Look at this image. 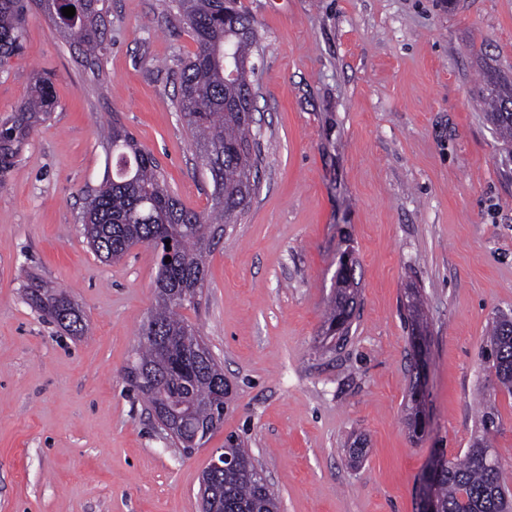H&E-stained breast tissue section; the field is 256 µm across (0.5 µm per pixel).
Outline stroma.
I'll list each match as a JSON object with an SVG mask.
<instances>
[{
    "label": "stroma",
    "instance_id": "obj_1",
    "mask_svg": "<svg viewBox=\"0 0 512 512\" xmlns=\"http://www.w3.org/2000/svg\"><path fill=\"white\" fill-rule=\"evenodd\" d=\"M258 35L260 186L213 239L199 328L231 385L224 422L184 453L127 370L154 306L152 247L100 261L79 222L120 122L169 188L213 190L173 99L196 45L169 0H109L99 74L36 4L0 73V121L50 78L56 104L0 176V512H200L211 455L239 438L281 512H419L422 475L494 416L512 486V396L486 342L512 317V155L487 118L486 74L512 82V0H238ZM361 286L349 338L323 344L340 256ZM65 290L76 338L24 299ZM426 314V426L407 425L406 292ZM359 467L348 463L353 441Z\"/></svg>",
    "mask_w": 512,
    "mask_h": 512
}]
</instances>
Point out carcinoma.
I'll return each mask as SVG.
<instances>
[{"instance_id": "carcinoma-1", "label": "carcinoma", "mask_w": 512, "mask_h": 512, "mask_svg": "<svg viewBox=\"0 0 512 512\" xmlns=\"http://www.w3.org/2000/svg\"><path fill=\"white\" fill-rule=\"evenodd\" d=\"M53 31L72 37L85 58L100 66L106 50L104 26L107 0H34ZM196 43V52L178 73L179 93L174 107L198 151L212 184V204L203 211L184 206L170 192L153 155L121 124L114 121L104 136L112 171L105 172L94 193L86 198L82 234L91 250L105 262H116L137 245L159 251L154 282L155 305L141 330L136 367L153 374V384L135 388L156 410L173 398L190 410L178 445L192 451L188 441L205 429L215 431L219 409L216 397L229 395L224 370L200 334L180 310L195 304L206 276L210 240L226 224H234L258 187L259 151L255 117L238 107L254 98L253 51L255 29L237 0H173ZM72 6L68 18L62 8ZM22 0H0V70L10 66L23 50ZM238 77H230L231 71ZM489 112L502 140L512 142V85L488 78ZM56 103L50 79L40 77L29 97L10 118L0 123V171L14 167L15 159L36 124L51 115ZM170 244H165V240ZM171 261H165V258ZM359 284L336 277V292L326 315V338L346 339L357 306ZM28 305L73 336H84L82 311L67 292L48 287L36 277L24 289ZM487 343L491 370L499 388L512 394V319L492 322ZM493 418L483 419V434L463 456L443 461L427 482L436 483L440 512H512V490L499 467H490ZM227 449L245 461L238 471L216 477L224 500L216 512H280V501L248 449L228 439Z\"/></svg>"}]
</instances>
